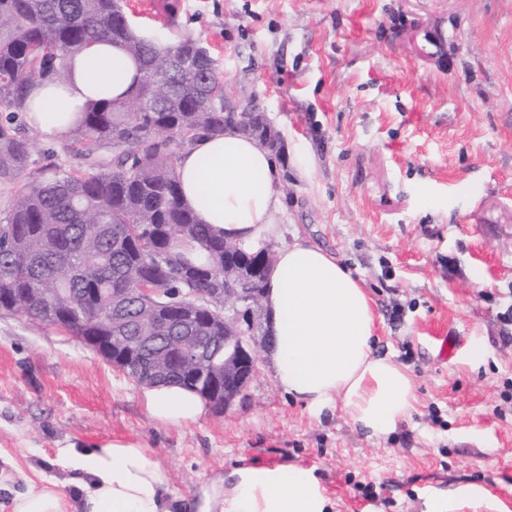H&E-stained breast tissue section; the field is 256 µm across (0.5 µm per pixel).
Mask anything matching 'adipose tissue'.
Returning <instances> with one entry per match:
<instances>
[{
    "label": "adipose tissue",
    "mask_w": 512,
    "mask_h": 512,
    "mask_svg": "<svg viewBox=\"0 0 512 512\" xmlns=\"http://www.w3.org/2000/svg\"><path fill=\"white\" fill-rule=\"evenodd\" d=\"M66 80L32 86L26 115L42 139L70 137L89 106L130 97L138 65L102 39L68 62ZM181 200L199 223L225 240L255 245L275 237L283 212L270 150L235 129L200 135L180 155ZM265 357L278 386L314 414L342 410L369 436L394 432L411 414L413 381L373 351L372 300L335 255L298 237L280 249L263 297ZM149 417L167 425L202 419L205 400L176 385L145 393ZM59 459L73 495L56 478L15 492L11 512H330L332 501L312 470L295 465L240 466L199 481L188 497L171 494L167 470L141 444L105 438L70 444Z\"/></svg>",
    "instance_id": "adipose-tissue-1"
}]
</instances>
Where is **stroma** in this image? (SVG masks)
Segmentation results:
<instances>
[{"label":"stroma","mask_w":512,"mask_h":512,"mask_svg":"<svg viewBox=\"0 0 512 512\" xmlns=\"http://www.w3.org/2000/svg\"><path fill=\"white\" fill-rule=\"evenodd\" d=\"M124 4L167 41L199 40L229 98L266 114L273 248L309 238L363 280L414 409L371 438L342 411L312 416L263 362L230 408L164 425L78 339L0 310V512L44 475L71 493L58 449L103 438L142 444L179 496L260 462L314 470L332 512H424L462 486L512 510V0Z\"/></svg>","instance_id":"35a3bbf8"}]
</instances>
